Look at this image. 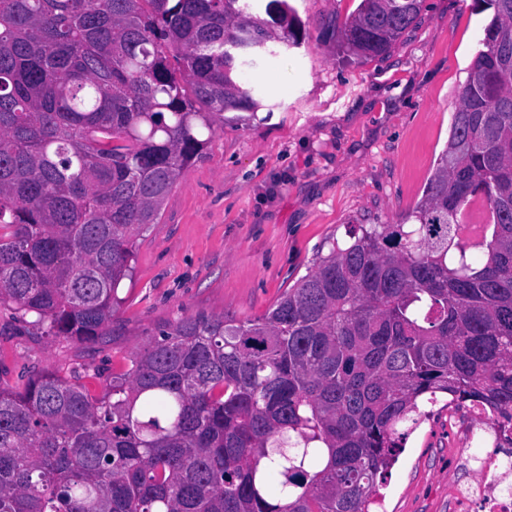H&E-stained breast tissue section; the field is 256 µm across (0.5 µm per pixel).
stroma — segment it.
Wrapping results in <instances>:
<instances>
[{
  "label": "stroma",
  "instance_id": "35a3bbf8",
  "mask_svg": "<svg viewBox=\"0 0 512 512\" xmlns=\"http://www.w3.org/2000/svg\"><path fill=\"white\" fill-rule=\"evenodd\" d=\"M293 4L301 45L269 43L259 67L288 68L287 90L249 81L259 108L225 120L180 176L137 241L111 333L86 343L1 336L6 382L22 385L35 368L123 365L158 324L181 317H261L330 241L403 223L421 202L487 13L474 0H425L389 53L361 59L336 39L359 0ZM457 445L447 400L427 406L380 488L385 512H448L449 483L472 477Z\"/></svg>",
  "mask_w": 512,
  "mask_h": 512
}]
</instances>
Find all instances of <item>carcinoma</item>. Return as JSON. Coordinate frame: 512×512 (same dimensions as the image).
I'll use <instances>...</instances> for the list:
<instances>
[{
  "mask_svg": "<svg viewBox=\"0 0 512 512\" xmlns=\"http://www.w3.org/2000/svg\"><path fill=\"white\" fill-rule=\"evenodd\" d=\"M424 0H360L341 29L388 52ZM492 10L410 224L330 242L260 318L157 328L119 372L0 379V512H372L401 428L445 396L512 427V0ZM0 0V310L31 336L107 332L136 239L291 0ZM480 200L490 240L457 239ZM105 379L103 394L85 380Z\"/></svg>",
  "mask_w": 512,
  "mask_h": 512,
  "instance_id": "cac0c4a2",
  "label": "carcinoma"
}]
</instances>
